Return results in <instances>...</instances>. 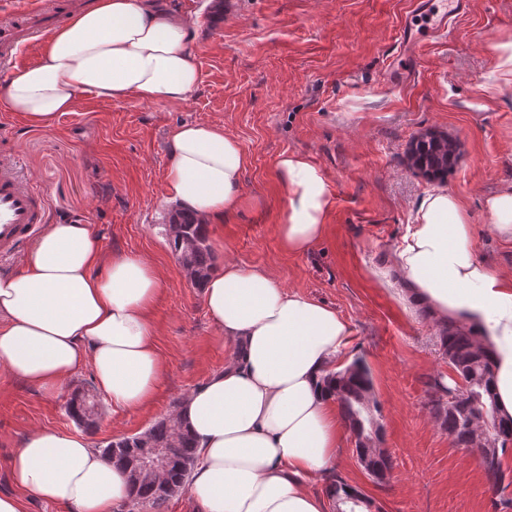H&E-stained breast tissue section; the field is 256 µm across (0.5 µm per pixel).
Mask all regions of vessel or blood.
Instances as JSON below:
<instances>
[{
  "mask_svg": "<svg viewBox=\"0 0 512 512\" xmlns=\"http://www.w3.org/2000/svg\"><path fill=\"white\" fill-rule=\"evenodd\" d=\"M88 0H27L0 16V65L16 64L20 46L53 30ZM46 222V194L23 175L14 157H0V256L15 255Z\"/></svg>",
  "mask_w": 512,
  "mask_h": 512,
  "instance_id": "b4317fda",
  "label": "vessel or blood"
}]
</instances>
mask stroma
<instances>
[{
    "label": "stroma",
    "mask_w": 512,
    "mask_h": 512,
    "mask_svg": "<svg viewBox=\"0 0 512 512\" xmlns=\"http://www.w3.org/2000/svg\"><path fill=\"white\" fill-rule=\"evenodd\" d=\"M412 0H162L195 33L199 72L184 102L149 104L84 97L75 111L34 128L0 107V155L14 154L44 189L47 220L89 225L108 253L147 257L162 279L153 308L166 375L153 404L116 413L102 399L94 429L65 412L71 394L95 390L91 365L54 394L0 368V494L15 493L8 462L25 437L50 428L101 449L168 416L176 400L223 369L231 345L219 336L201 289L187 280L159 232L169 131L213 123L240 141L250 162L241 209L209 225L218 259L265 269L334 309L353 329L339 365L363 358L380 408L382 446L393 461L377 484L346 436L330 475L361 490L374 512H501L480 458L455 447L434 417L451 371L438 326L392 267V256L424 197L458 194L468 207L479 257L512 273V243L494 236L484 200L512 184V83L490 89L492 46L512 35V0H471L445 28L403 27ZM430 132L457 146L444 180L425 179L412 144ZM306 155L332 197L326 237L307 253L277 236L287 192L281 154Z\"/></svg>",
    "instance_id": "obj_1"
}]
</instances>
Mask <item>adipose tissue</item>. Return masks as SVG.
Here are the masks:
<instances>
[{
	"instance_id": "ef3b65f1",
	"label": "adipose tissue",
	"mask_w": 512,
	"mask_h": 512,
	"mask_svg": "<svg viewBox=\"0 0 512 512\" xmlns=\"http://www.w3.org/2000/svg\"><path fill=\"white\" fill-rule=\"evenodd\" d=\"M193 39L158 0H97L0 81V105L39 127L86 93L187 100L199 77ZM169 153L166 191L177 207L206 223L240 209L249 157L237 139L214 124L183 123L170 132ZM277 167L288 196L277 233L299 255L326 236L331 193L303 155L283 154ZM393 265L438 318L461 320L492 349L498 409L512 416V276L478 257L458 195L421 202ZM161 290L144 256L105 254L85 224L47 225L20 269L0 275V367L53 394L88 363L114 410L143 409L165 377L151 316ZM203 299L232 352L178 409L196 450L189 490L197 512H327L307 481L336 465L344 443L336 401L319 382L349 346V322L271 272L232 260L208 278ZM9 471L20 493L0 495V512H24L25 493L68 512H115L129 501L119 467L54 429L29 433Z\"/></svg>"
}]
</instances>
